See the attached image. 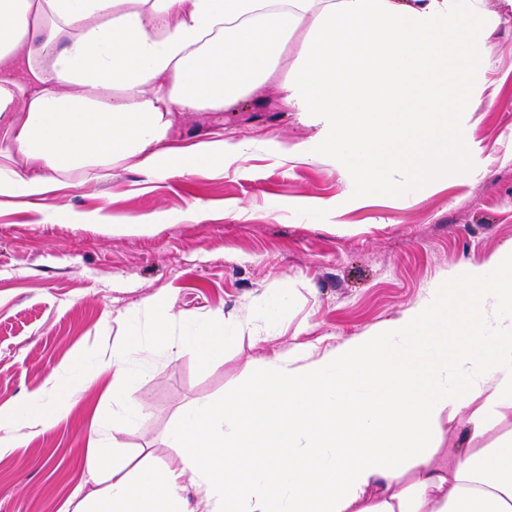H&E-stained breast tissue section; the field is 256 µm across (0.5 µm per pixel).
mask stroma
I'll return each instance as SVG.
<instances>
[{"label": "stroma", "instance_id": "stroma-1", "mask_svg": "<svg viewBox=\"0 0 512 512\" xmlns=\"http://www.w3.org/2000/svg\"><path fill=\"white\" fill-rule=\"evenodd\" d=\"M481 45L484 81L499 102L471 128L485 171L416 185L401 196L356 199L333 160L285 159L271 143L307 147L315 133L283 104L277 83L221 112L184 116L176 139L252 141L248 170L202 169L184 178L121 168L109 181L73 185L46 201L38 224L23 199L0 205V405L65 382L77 354L125 352V336L151 334L150 298L165 300L173 338L217 313L248 321L211 362L191 347L129 355L143 417L118 434L124 459L177 458L168 432L203 400L222 399L249 365L296 343L322 355L395 319L454 269L512 248V8L492 0ZM198 200L206 220L189 215ZM332 200L335 214L322 202ZM157 214L143 234L67 223L65 213ZM125 326H116L117 316ZM126 353V352H125ZM111 377L74 395L67 414L0 456V512H64L86 478L93 424L111 416Z\"/></svg>", "mask_w": 512, "mask_h": 512}]
</instances>
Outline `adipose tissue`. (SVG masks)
<instances>
[{
    "label": "adipose tissue",
    "mask_w": 512,
    "mask_h": 512,
    "mask_svg": "<svg viewBox=\"0 0 512 512\" xmlns=\"http://www.w3.org/2000/svg\"><path fill=\"white\" fill-rule=\"evenodd\" d=\"M487 0H0V197L37 214L66 187L112 170L187 177L245 172L248 141L173 138L188 112H220L278 80L316 129L312 158L350 171L358 195H398L484 160L457 114L495 101L473 74ZM297 64L278 77L295 32ZM467 376L449 383V372ZM112 376L120 433L141 414L123 355L73 370L61 393L0 407V454L43 430L70 397ZM468 445L440 455L443 421ZM512 251L447 274L397 318L319 357L295 347L252 366L219 401L183 414L170 465L128 469L94 444L74 512H512Z\"/></svg>",
    "instance_id": "obj_1"
}]
</instances>
